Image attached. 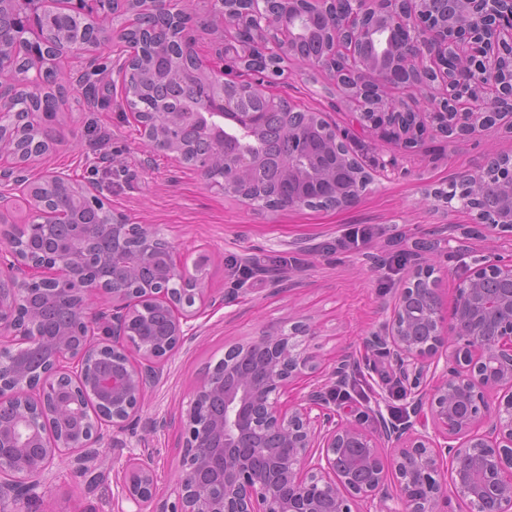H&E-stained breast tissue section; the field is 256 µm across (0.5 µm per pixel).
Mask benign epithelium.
Masks as SVG:
<instances>
[{"mask_svg": "<svg viewBox=\"0 0 512 512\" xmlns=\"http://www.w3.org/2000/svg\"><path fill=\"white\" fill-rule=\"evenodd\" d=\"M265 0H205L223 30L215 50L199 55L196 21L180 0H0V223L17 202L26 205V237L54 242L73 222V213L49 205L62 190L103 208L112 231V263L121 273L112 282L96 269L91 251L94 224L79 226L69 249L20 251L14 226L0 229V512H21L36 497L39 479L63 458L82 465L107 458L109 428L121 429L138 416L148 388L166 359L190 334L189 322L208 307L223 304L207 284V259L188 267L160 230L132 224L105 205L99 185L34 166L44 151L16 147L23 134L53 129L66 114L69 96L80 88L61 84L60 60L80 56L94 64L101 50L118 40L129 53L116 74L138 69L136 40L148 36L161 53L176 51L180 78L188 84H243L263 98L266 112H251L220 95H208L187 113L202 143L193 146V167L209 188L230 194L251 156L243 136L265 126L269 112L283 105L273 91L280 59L266 53L269 71L248 78L224 68L227 52L251 58L252 49L226 34L244 28L269 29L287 46L305 25L320 19L329 30L325 54L316 66L331 72L350 91L356 114L373 108L372 130L413 144L426 127L463 138L493 126L511 112L512 0H353L346 13L336 0L308 11L301 0L274 12L255 8ZM90 23L74 40L65 20ZM62 100L57 112L25 110L46 90ZM147 156L157 145L183 163L185 148L175 131L178 114L151 120L125 108ZM291 135L312 151L303 126ZM347 135L333 129L329 145L344 169L308 173L306 189L339 183L348 172L364 174L347 151ZM495 181L506 190L496 221L481 207L480 190ZM448 209L474 213L473 224L512 235V157L487 154L455 180V192L430 193ZM360 193L336 188L332 208L354 205ZM438 265L412 270L397 289L382 330L367 351L385 358L415 420H382L373 431L338 415L316 384L320 363L306 345L309 326L289 333L263 330L228 348L224 359L192 391L181 414L183 458L177 475L178 502H157L149 454L129 456L122 493L133 512H446L447 485L471 512H512V258L485 256L456 285L453 309L443 314ZM197 309H192L195 302ZM306 391L293 401L281 396L298 383ZM500 393L490 405L488 392ZM450 481H445V478Z\"/></svg>", "mask_w": 512, "mask_h": 512, "instance_id": "7a95c632", "label": "benign epithelium"}]
</instances>
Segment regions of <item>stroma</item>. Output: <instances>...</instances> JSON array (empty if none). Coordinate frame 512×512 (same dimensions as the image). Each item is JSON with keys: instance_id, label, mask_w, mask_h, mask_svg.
I'll return each mask as SVG.
<instances>
[{"instance_id": "1", "label": "stroma", "mask_w": 512, "mask_h": 512, "mask_svg": "<svg viewBox=\"0 0 512 512\" xmlns=\"http://www.w3.org/2000/svg\"><path fill=\"white\" fill-rule=\"evenodd\" d=\"M117 83L114 72L98 75L101 106L70 101L59 144L41 164L98 182L113 212L134 224L158 226L186 262L209 255V284L224 293V303L193 320L190 336L148 390L140 416L116 432L119 445L97 467L95 480H87L71 462H60L42 481L27 512H129L121 490L123 467L129 454L144 448L151 452L159 498L177 502L182 444L177 416L193 387L230 345L264 329L289 331L300 320L315 331L308 344L323 373H330L340 356L360 359L407 275L406 269L380 263L390 241L401 240L418 257L436 259L448 308L456 283L467 273L453 256L458 243L477 254L512 256V238H463L470 215L423 198L425 192L448 188L486 152L512 155V132L505 123L461 139L428 134L420 146L407 148L393 137L353 127L350 109L328 71L289 64L277 93L350 131L351 150L376 179L345 210L257 211L211 190L196 170L168 156L147 160L135 128L115 105ZM351 224L375 225L379 234L369 246L336 251L337 235ZM242 267L250 270L246 293L227 295Z\"/></svg>"}]
</instances>
